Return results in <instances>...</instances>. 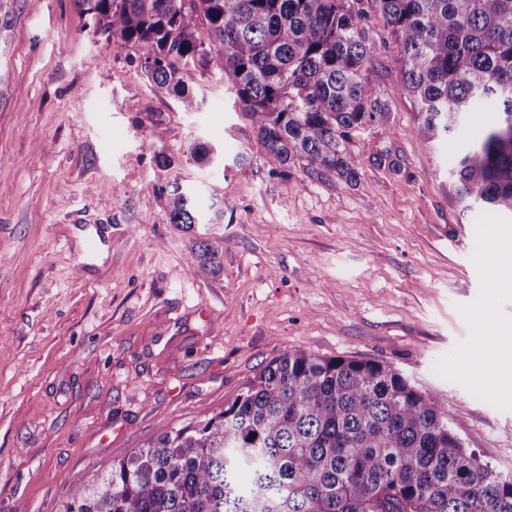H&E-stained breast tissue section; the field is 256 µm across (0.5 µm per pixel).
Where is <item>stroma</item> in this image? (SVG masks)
Wrapping results in <instances>:
<instances>
[{"label":"stroma","instance_id":"stroma-1","mask_svg":"<svg viewBox=\"0 0 512 512\" xmlns=\"http://www.w3.org/2000/svg\"><path fill=\"white\" fill-rule=\"evenodd\" d=\"M356 7L390 117L348 142L352 186L299 163L273 171L226 75L194 71L186 111L76 0H14L0 54L17 89L0 106V512H63L72 477L211 417L294 349L394 366L512 473V364L496 355L512 332V239L448 196L498 108L423 143L399 46L375 0ZM192 138L211 164L184 155ZM174 181L198 208L192 229L166 221ZM97 224L108 241L89 259ZM206 245L219 268H201Z\"/></svg>","mask_w":512,"mask_h":512}]
</instances>
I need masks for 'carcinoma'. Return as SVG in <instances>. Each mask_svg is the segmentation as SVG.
<instances>
[{"mask_svg": "<svg viewBox=\"0 0 512 512\" xmlns=\"http://www.w3.org/2000/svg\"><path fill=\"white\" fill-rule=\"evenodd\" d=\"M376 2L401 48L422 142L448 138L475 103L498 104V120L463 149L449 193L512 215V0ZM77 4L187 111L197 105L193 71L227 74L277 169L298 160L355 183L347 140L388 123L368 78L364 15L350 0ZM184 153L203 161L210 148L193 139ZM169 188L167 222L198 223L189 192ZM65 512H512V474L467 451L447 409L392 365L295 349L209 419L161 433L92 482L73 479Z\"/></svg>", "mask_w": 512, "mask_h": 512, "instance_id": "cac0c4a2", "label": "carcinoma"}]
</instances>
